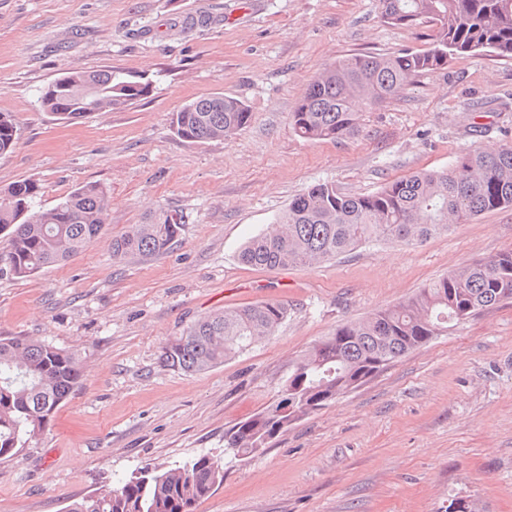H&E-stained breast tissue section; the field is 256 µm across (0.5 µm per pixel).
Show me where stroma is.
<instances>
[{
  "mask_svg": "<svg viewBox=\"0 0 512 512\" xmlns=\"http://www.w3.org/2000/svg\"><path fill=\"white\" fill-rule=\"evenodd\" d=\"M429 30L385 24L379 0H0V113L19 139L0 188L30 180L37 207L102 184L100 237L26 279L0 278V335L75 351L83 376L37 445L0 459V512H64L147 464L224 458L195 512H512V301L449 328L254 457L224 432L276 403L296 362L333 333L473 262L512 251V207L417 246L370 243L312 268L240 263L308 187L351 195L512 144V56L473 52L364 109L358 135L306 140L289 114L324 68L352 54L423 50ZM113 68L149 94L69 122L41 103L56 78ZM242 100L236 135L187 142L173 113L204 96ZM183 215L165 253L112 259V239L154 211ZM288 307L275 336L208 371L161 368L191 322L262 301Z\"/></svg>",
  "mask_w": 512,
  "mask_h": 512,
  "instance_id": "1",
  "label": "stroma"
}]
</instances>
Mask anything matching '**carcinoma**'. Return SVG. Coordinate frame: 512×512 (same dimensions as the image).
Listing matches in <instances>:
<instances>
[{"label":"carcinoma","instance_id":"carcinoma-1","mask_svg":"<svg viewBox=\"0 0 512 512\" xmlns=\"http://www.w3.org/2000/svg\"><path fill=\"white\" fill-rule=\"evenodd\" d=\"M392 26H429L430 47L397 55L355 54L325 69L308 86L290 125L308 140H344L359 131V112L391 99L424 71L474 51L512 56V0H381ZM67 89L52 83L42 94L60 120L117 109L145 96L149 82L119 70L70 72ZM94 94L80 101L79 91ZM250 112L239 99L198 98L173 115L187 141L222 140L245 128ZM11 116L0 113V154L17 143ZM38 186L19 181L0 188V277L24 279L87 249L102 232L106 190L78 187L53 208L34 210ZM512 206V146L496 153L477 148L451 166L385 183L367 195H347L327 183L288 204L283 231L249 238L239 252L247 265L268 269L313 267L371 242L418 244L482 213ZM182 216L161 210L112 239V258L155 256L180 235ZM512 300V251L476 261L432 281L406 302L345 322L295 365L279 400L225 434L224 451L259 453L293 421L336 401L409 352L476 314ZM288 307L275 301L210 313L168 340L159 355L164 369L186 374L216 367L275 334ZM80 355L23 336H0V458L13 457L44 432L51 415L82 377ZM224 482V458L201 455L170 468L145 465L115 485L73 501L65 512H194Z\"/></svg>","mask_w":512,"mask_h":512}]
</instances>
